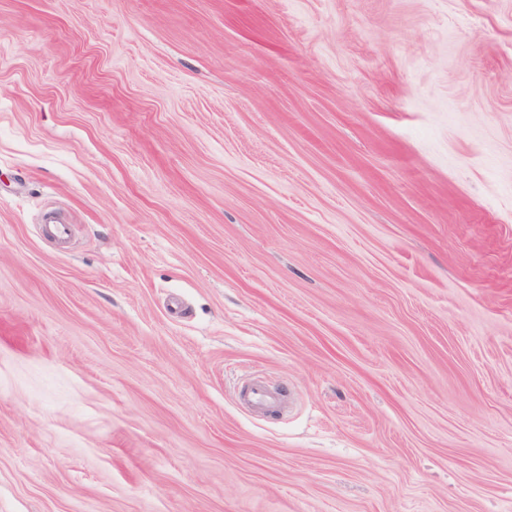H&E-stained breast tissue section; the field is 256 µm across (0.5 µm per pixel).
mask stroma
<instances>
[{
	"instance_id": "obj_1",
	"label": "stroma",
	"mask_w": 512,
	"mask_h": 512,
	"mask_svg": "<svg viewBox=\"0 0 512 512\" xmlns=\"http://www.w3.org/2000/svg\"><path fill=\"white\" fill-rule=\"evenodd\" d=\"M0 512H512V0H0Z\"/></svg>"
}]
</instances>
